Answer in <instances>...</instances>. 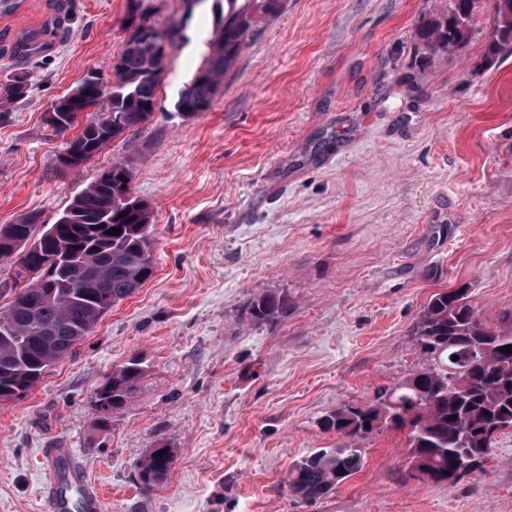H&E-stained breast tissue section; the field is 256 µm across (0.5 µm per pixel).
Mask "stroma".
<instances>
[{"label": "stroma", "instance_id": "stroma-1", "mask_svg": "<svg viewBox=\"0 0 512 512\" xmlns=\"http://www.w3.org/2000/svg\"><path fill=\"white\" fill-rule=\"evenodd\" d=\"M177 23L153 116L78 171L53 102L110 66L129 0H14L0 10V84L28 95L0 119V226L55 223L113 162L155 214V270L27 395L0 400V512H42L43 449L69 448L105 512H512V431L485 473L448 486L411 469L406 431L362 440L363 469L314 504L293 465L339 436L322 418L380 402L421 367L411 328L431 294L466 287L480 319L512 313V56L481 67L482 10L461 52L421 63L414 31L445 0H286L205 112L177 95L213 36L215 0H142ZM287 295L276 325L249 304ZM138 358L144 377L100 423L95 392ZM176 450L143 490L149 448Z\"/></svg>", "mask_w": 512, "mask_h": 512}]
</instances>
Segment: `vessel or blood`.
<instances>
[{"label": "vessel or blood", "mask_w": 512, "mask_h": 512, "mask_svg": "<svg viewBox=\"0 0 512 512\" xmlns=\"http://www.w3.org/2000/svg\"><path fill=\"white\" fill-rule=\"evenodd\" d=\"M49 468L41 496L44 512H102V497L92 486L82 465L74 462L70 449L48 448Z\"/></svg>", "instance_id": "1"}]
</instances>
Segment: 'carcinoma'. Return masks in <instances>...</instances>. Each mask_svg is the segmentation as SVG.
Here are the masks:
<instances>
[{
  "label": "carcinoma",
  "mask_w": 512,
  "mask_h": 512,
  "mask_svg": "<svg viewBox=\"0 0 512 512\" xmlns=\"http://www.w3.org/2000/svg\"><path fill=\"white\" fill-rule=\"evenodd\" d=\"M217 29L207 43L204 61L178 94L175 110L184 117L210 109L224 78L248 46L253 27L278 17L285 0H222ZM482 0H447L441 12L420 21L416 37L421 60L459 52L467 45ZM494 28L484 63L491 65L512 54V0H492ZM165 59L150 43H127L120 67L112 70L106 91L96 73L88 75L61 98L67 108L69 131L81 123L68 148L89 160L106 143L91 147L87 131L109 120L117 125L116 139L143 129L156 106ZM27 80L18 75L0 90V116L8 105L23 99ZM129 165L112 164V182L98 178L87 184L64 208L56 223L42 225L29 214L0 228V244L25 251L31 238L40 247L29 254L30 266L16 271L34 273L41 286L13 289L8 305L0 308V400L25 396L45 371L72 352L90 335L112 306L131 297L151 278L154 263V215L150 203L133 195ZM121 233L110 235L111 229ZM291 305L281 295L265 294L250 304L254 322L275 324ZM412 335L425 356V365L397 382L378 404L336 409L323 426L340 435L333 448H319L294 464L285 484L298 501L313 504L362 470L364 449L359 439L382 424L408 431L412 467L436 484L453 485L456 473L484 471L495 437L512 430V322L491 328L483 323L458 288L436 293L420 312ZM458 360H452V356ZM143 368L133 358L112 370L95 392L102 425L121 409L142 379ZM161 455H156V452ZM175 451L161 442L148 450L139 468L146 488L167 480Z\"/></svg>",
  "instance_id": "1"
}]
</instances>
